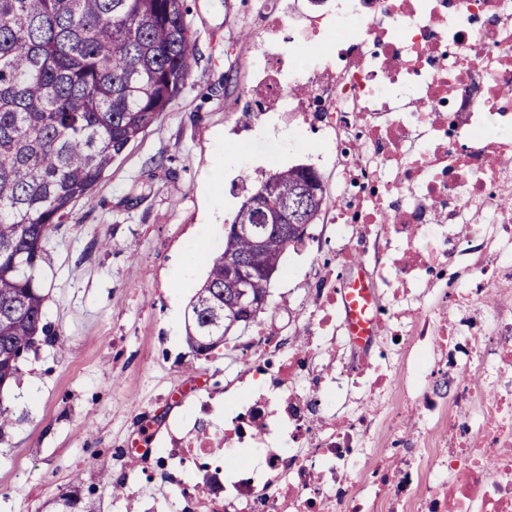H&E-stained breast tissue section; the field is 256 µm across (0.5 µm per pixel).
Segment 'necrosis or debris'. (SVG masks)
<instances>
[{
    "instance_id": "1",
    "label": "necrosis or debris",
    "mask_w": 512,
    "mask_h": 512,
    "mask_svg": "<svg viewBox=\"0 0 512 512\" xmlns=\"http://www.w3.org/2000/svg\"><path fill=\"white\" fill-rule=\"evenodd\" d=\"M271 0L254 112H308L336 152L334 256L370 274L384 340L350 342L324 283L302 344L258 332L229 428L141 426L170 512H512V0ZM446 379L451 396L429 393ZM390 405L379 416L378 405ZM422 426L403 431V406ZM255 449L210 465L216 441ZM206 465L199 485L177 472Z\"/></svg>"
}]
</instances>
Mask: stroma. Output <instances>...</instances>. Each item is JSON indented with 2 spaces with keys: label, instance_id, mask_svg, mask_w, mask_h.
Returning a JSON list of instances; mask_svg holds the SVG:
<instances>
[{
  "label": "stroma",
  "instance_id": "1",
  "mask_svg": "<svg viewBox=\"0 0 512 512\" xmlns=\"http://www.w3.org/2000/svg\"><path fill=\"white\" fill-rule=\"evenodd\" d=\"M186 4L198 35L186 89L47 244L39 271L46 318L65 344L35 345L0 394L15 420L0 437V512H40L77 474L102 512H140L138 490L161 488L156 479L137 485L141 467L123 452L140 416L191 420L187 386L200 379L220 425L246 392L241 378L254 358L247 337L206 357L186 343L185 316L205 262L182 280L174 275L181 256L222 246L226 224L266 174L301 158L284 143L269 161L254 147L261 121L243 117L253 83L248 62L260 34L275 26L265 0ZM309 120L297 112L289 125L315 141L332 207L335 155ZM104 238L110 248L101 247ZM335 240L334 227L320 222L286 253L261 318L276 335L302 343L317 283L352 275L351 265L331 262Z\"/></svg>",
  "mask_w": 512,
  "mask_h": 512
}]
</instances>
